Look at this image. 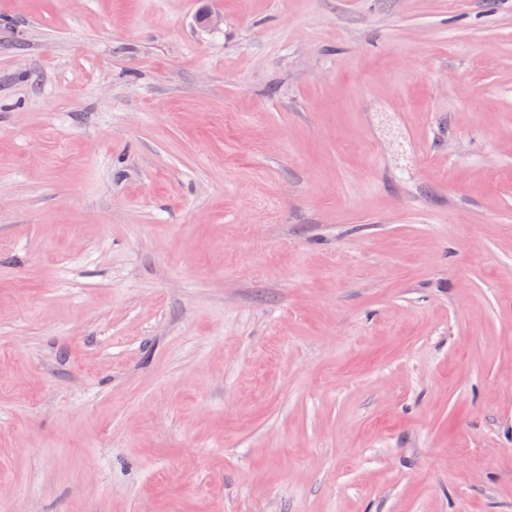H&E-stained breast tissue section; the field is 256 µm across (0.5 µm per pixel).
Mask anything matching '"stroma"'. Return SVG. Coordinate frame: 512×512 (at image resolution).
Returning a JSON list of instances; mask_svg holds the SVG:
<instances>
[{
  "instance_id": "35a3bbf8",
  "label": "stroma",
  "mask_w": 512,
  "mask_h": 512,
  "mask_svg": "<svg viewBox=\"0 0 512 512\" xmlns=\"http://www.w3.org/2000/svg\"><path fill=\"white\" fill-rule=\"evenodd\" d=\"M0 512H512V0H0Z\"/></svg>"
}]
</instances>
